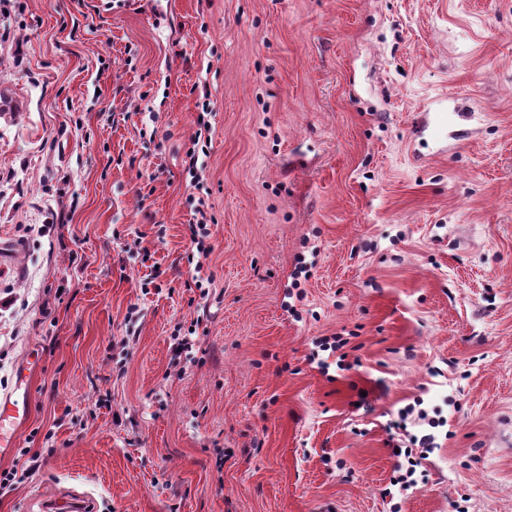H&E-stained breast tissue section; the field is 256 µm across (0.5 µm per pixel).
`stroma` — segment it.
<instances>
[{
	"mask_svg": "<svg viewBox=\"0 0 512 512\" xmlns=\"http://www.w3.org/2000/svg\"><path fill=\"white\" fill-rule=\"evenodd\" d=\"M0 92V512H512V0H0ZM206 109V103H203L202 112H200L197 117V125L199 127L190 141L192 146L185 151L183 157L184 167L189 174H193L192 179L196 178L194 174L195 170H198L199 150L206 156V149L204 148H207V143L211 141V125L209 121L205 120V114H209L205 112ZM191 187L194 190H197L198 196L196 197L192 194L194 204V224H189V236L190 241L194 244L196 248V253L199 256V259L204 258L207 259L209 255L212 253V247L207 241L211 238V224H216V219L213 214L209 213V204L207 203L204 194L206 197L209 195V191L207 188L203 186L201 181L197 178L196 180L191 181ZM205 190V191H204ZM28 374L22 370L12 392L0 397V454L13 448L15 431L29 419ZM435 437L432 434H424L420 438L413 439V444L416 446V448L421 449L419 452L418 459L410 460V456L412 455L413 449L410 448V452L408 455V450H405V455H407L409 467L406 468L405 473H401L403 469L402 464H398L394 470V473H397L396 476H393V485H400L401 490H408L411 487L416 486L417 480L414 477L416 473V467L421 465L422 459H425V456H427L433 448H437L435 445ZM90 497L75 490H65L41 500L42 512H86ZM87 504V505H86Z\"/></svg>",
	"mask_w": 512,
	"mask_h": 512,
	"instance_id": "stroma-1",
	"label": "stroma"
}]
</instances>
